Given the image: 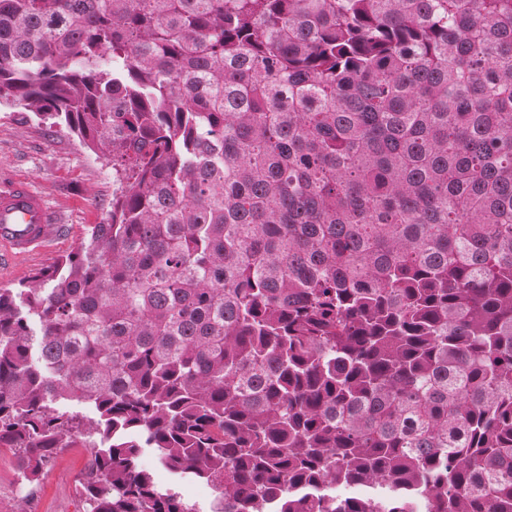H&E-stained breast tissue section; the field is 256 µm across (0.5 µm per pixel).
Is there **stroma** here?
I'll use <instances>...</instances> for the list:
<instances>
[{
    "instance_id": "stroma-1",
    "label": "stroma",
    "mask_w": 512,
    "mask_h": 512,
    "mask_svg": "<svg viewBox=\"0 0 512 512\" xmlns=\"http://www.w3.org/2000/svg\"><path fill=\"white\" fill-rule=\"evenodd\" d=\"M31 177L66 226L53 254L33 262L0 261V286L27 279L76 247L91 225L102 223L112 206L118 183L109 161L97 158L76 136L49 127L31 113L0 105V179ZM84 445L63 449L36 485L19 486L16 457L0 450V512H83L77 485L88 460ZM160 485H176L197 512H210L214 488L206 483H174L152 451L139 458Z\"/></svg>"
}]
</instances>
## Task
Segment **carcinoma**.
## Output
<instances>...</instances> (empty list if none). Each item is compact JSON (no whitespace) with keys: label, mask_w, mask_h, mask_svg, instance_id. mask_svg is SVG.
Instances as JSON below:
<instances>
[{"label":"carcinoma","mask_w":512,"mask_h":512,"mask_svg":"<svg viewBox=\"0 0 512 512\" xmlns=\"http://www.w3.org/2000/svg\"><path fill=\"white\" fill-rule=\"evenodd\" d=\"M0 99L126 181L0 288L22 480L80 441L85 512H196L145 448L222 512H512V0H0ZM139 464L140 466L153 471L159 485L176 486L184 499L198 510L197 512L210 511L211 500L217 495L210 484L197 481H187L174 485L173 478L170 473L160 465L156 456L148 449L140 456Z\"/></svg>","instance_id":"1"}]
</instances>
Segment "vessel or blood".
I'll list each match as a JSON object with an SVG mask.
<instances>
[{"label":"vessel or blood","instance_id":"vessel-or-blood-1","mask_svg":"<svg viewBox=\"0 0 512 512\" xmlns=\"http://www.w3.org/2000/svg\"><path fill=\"white\" fill-rule=\"evenodd\" d=\"M62 230L59 213L32 180L0 182V253L17 260L48 253Z\"/></svg>","mask_w":512,"mask_h":512}]
</instances>
